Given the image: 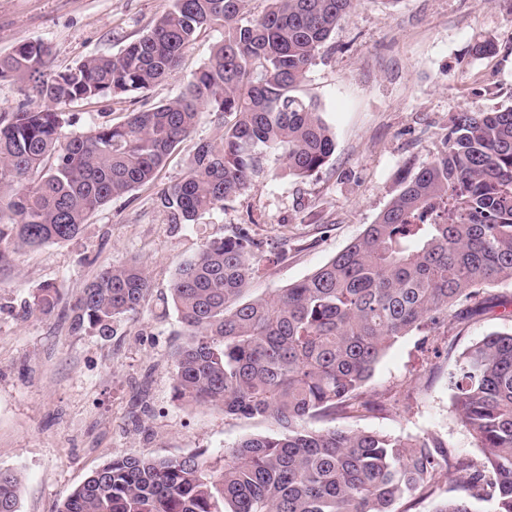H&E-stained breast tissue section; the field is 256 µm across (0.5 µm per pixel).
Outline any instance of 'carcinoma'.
I'll return each instance as SVG.
<instances>
[{
  "label": "carcinoma",
  "instance_id": "1",
  "mask_svg": "<svg viewBox=\"0 0 512 512\" xmlns=\"http://www.w3.org/2000/svg\"><path fill=\"white\" fill-rule=\"evenodd\" d=\"M173 0L151 30L117 56L44 72L40 41L0 56V79L38 76L47 106L0 115V261L11 245L75 238L114 197L151 181L215 113L216 143L201 142L184 178L162 190L172 224H193L264 174L270 157L307 177L334 154L320 104L298 94L316 54L358 0ZM206 30L220 33L208 62L179 96L118 125L70 136L80 117L56 106L142 93L164 80ZM257 243L243 228L209 242L176 272L169 293L185 340L173 353L177 396L219 404L224 415L272 419L203 459L129 456L91 473L57 512H396L431 493L442 475L452 495L433 512H512V330L465 349L448 374L452 406L480 448L457 459L433 434L401 437L313 427L369 407L376 364L413 330L430 336L511 301L488 290L512 282V107L462 111L432 159L408 162L400 192L377 220L306 279L245 298ZM150 284L137 262L100 272L71 306L74 330L100 338L138 312ZM45 285L28 312L50 313ZM19 477L0 469V512H18Z\"/></svg>",
  "mask_w": 512,
  "mask_h": 512
}]
</instances>
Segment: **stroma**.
<instances>
[{"mask_svg": "<svg viewBox=\"0 0 512 512\" xmlns=\"http://www.w3.org/2000/svg\"><path fill=\"white\" fill-rule=\"evenodd\" d=\"M172 5L0 0V55L41 40L51 48L50 71H63L91 55L120 53ZM218 38L202 33L179 68L144 93L70 104L81 116L79 130L174 98ZM483 41L494 52L475 54ZM302 89L320 100L336 133L334 155L312 175L289 177L270 164L250 190L196 223H169L161 190L182 180L199 142L220 136L204 109L152 183L102 205L74 239L17 248L0 265V468L19 473L18 512H57L116 458H212L243 437L277 432L270 419L230 418L218 406L177 399L172 353L181 327L165 302L172 278L208 242L244 224L259 244L253 296L307 278L360 236L398 193L404 164L430 159L457 112L512 107V0H360L317 54ZM133 260L152 288L139 312L108 339L73 330L69 308L86 284ZM48 283L59 287L56 309L27 314ZM510 330L512 317L496 307L433 340L416 332L400 338L368 384L374 406L345 425L404 437L432 432L452 455L479 457L451 406L448 371L467 347Z\"/></svg>", "mask_w": 512, "mask_h": 512, "instance_id": "stroma-1", "label": "stroma"}]
</instances>
